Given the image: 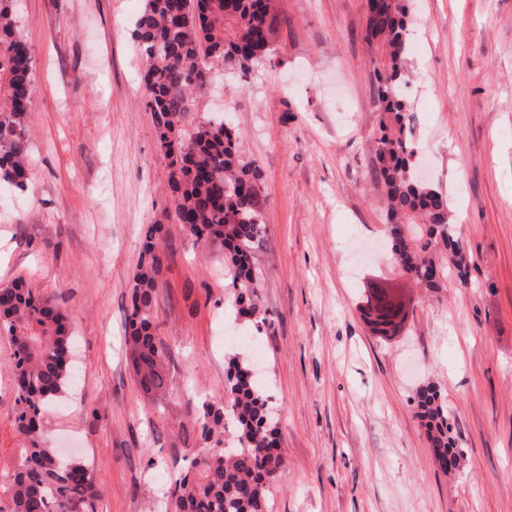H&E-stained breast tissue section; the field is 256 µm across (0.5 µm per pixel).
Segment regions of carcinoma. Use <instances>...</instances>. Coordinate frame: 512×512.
Returning a JSON list of instances; mask_svg holds the SVG:
<instances>
[{
    "instance_id": "carcinoma-1",
    "label": "carcinoma",
    "mask_w": 512,
    "mask_h": 512,
    "mask_svg": "<svg viewBox=\"0 0 512 512\" xmlns=\"http://www.w3.org/2000/svg\"><path fill=\"white\" fill-rule=\"evenodd\" d=\"M0 0V183L24 189L32 142L26 125L34 104L33 56L14 10ZM410 0H368L367 40L374 104L378 112L377 179L385 189L386 222L399 270L438 296L448 278L466 284L469 258L451 222L448 195L417 172L409 83ZM270 0H145L132 37L147 58L141 82L161 150L170 159L174 216L196 243L219 242L236 288L237 313L255 328L265 323L254 252L265 239L266 197L257 161L242 159L238 134L228 123L200 121L183 129L195 99L207 88L211 68L247 78L265 55L271 35ZM162 226L147 227L134 274L125 342L136 380L145 391L168 382V353L158 336L154 295L161 269ZM73 321L52 298L22 280L0 287V334L14 347L15 409L11 424L29 446L0 486L9 512H98L92 470L63 459L49 445L42 419L47 405L70 386ZM272 396L255 381L247 359L228 357L224 401L207 402L198 414L206 447L175 483L170 512H269L270 483L283 467ZM417 416L441 469L457 449L448 406L433 383L416 393ZM233 449L220 447L226 426Z\"/></svg>"
}]
</instances>
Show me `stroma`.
Here are the masks:
<instances>
[{
    "label": "stroma",
    "instance_id": "1",
    "mask_svg": "<svg viewBox=\"0 0 512 512\" xmlns=\"http://www.w3.org/2000/svg\"><path fill=\"white\" fill-rule=\"evenodd\" d=\"M145 0H21L35 59L27 187H0V286L21 278L71 312L75 371L43 417L81 457L104 512H166L204 446L194 419L224 396L235 328L223 245L172 218L170 167L132 37ZM406 96L433 185L470 254L468 285L430 299L390 258L373 160L378 115L367 0H272L271 42L248 79L217 75L196 120L233 122L267 199L256 255L268 321L256 339L285 467L270 512H512V0H412ZM164 227L155 293L169 384L144 392L124 344L143 234ZM407 317L381 337L372 288ZM13 347L0 335V476L12 428ZM444 392L462 452L442 471L416 412Z\"/></svg>",
    "mask_w": 512,
    "mask_h": 512
}]
</instances>
